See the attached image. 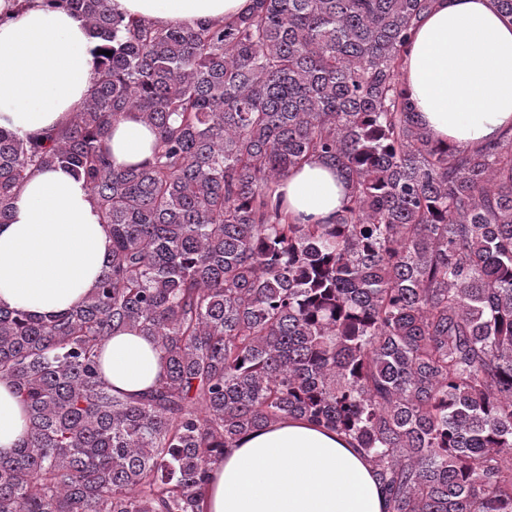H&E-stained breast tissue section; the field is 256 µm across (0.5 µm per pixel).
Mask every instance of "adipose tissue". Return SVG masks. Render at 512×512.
<instances>
[{
	"label": "adipose tissue",
	"instance_id": "obj_1",
	"mask_svg": "<svg viewBox=\"0 0 512 512\" xmlns=\"http://www.w3.org/2000/svg\"><path fill=\"white\" fill-rule=\"evenodd\" d=\"M253 0H111L115 14L160 25L231 20ZM95 46L72 13L34 0H0V128L26 139L68 123L95 80ZM402 80L435 140L479 145L512 133V22L494 0H436L416 28ZM156 135L137 116L114 124L105 146L117 165L148 161ZM305 224H331L348 190L333 167L311 163L278 188ZM110 244L90 192L61 167L32 173L0 224V306L37 316L79 305L98 284ZM103 378L137 395L164 375L159 349L119 333L101 352ZM28 413L0 380V456L28 436ZM205 512H387L371 465L343 436L289 417L245 434L215 464Z\"/></svg>",
	"mask_w": 512,
	"mask_h": 512
}]
</instances>
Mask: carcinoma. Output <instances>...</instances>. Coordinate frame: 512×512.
<instances>
[{"instance_id": "obj_1", "label": "carcinoma", "mask_w": 512, "mask_h": 512, "mask_svg": "<svg viewBox=\"0 0 512 512\" xmlns=\"http://www.w3.org/2000/svg\"><path fill=\"white\" fill-rule=\"evenodd\" d=\"M44 3L87 26L97 80L67 126L0 129V224L60 165L110 248L75 308L0 306L30 427L0 512H204L224 450L298 416L353 441L388 512H512V135L443 144L418 120L402 75L434 0H253L195 26ZM131 113L153 155L116 166ZM311 162L347 184L334 224L274 196ZM120 332L165 360L140 398L100 374Z\"/></svg>"}]
</instances>
